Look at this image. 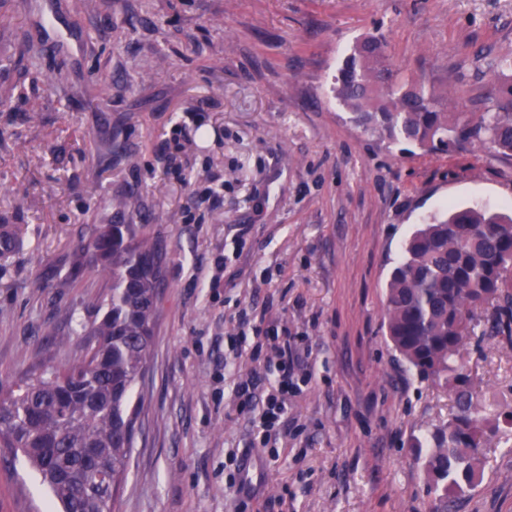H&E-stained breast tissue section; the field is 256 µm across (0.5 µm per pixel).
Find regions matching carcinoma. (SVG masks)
I'll return each instance as SVG.
<instances>
[{
  "mask_svg": "<svg viewBox=\"0 0 512 512\" xmlns=\"http://www.w3.org/2000/svg\"><path fill=\"white\" fill-rule=\"evenodd\" d=\"M485 110L450 112L433 85L388 61L384 38L357 42L334 78L336 101L363 131L390 143L450 153L466 142L512 156V58H502ZM71 274L96 268L112 277L101 318L88 329L85 358L48 365L0 388V457L22 455L61 512H112L123 487L140 406L134 385L147 373L165 277L159 242L139 224H97L69 255ZM512 340V212L454 208L418 225L386 284L384 323L393 349L422 380L454 395L448 423L410 448L421 462L433 512L483 477L484 448L512 411L491 414L477 400L464 359L466 339ZM94 448L100 480L86 470Z\"/></svg>",
  "mask_w": 512,
  "mask_h": 512,
  "instance_id": "1",
  "label": "carcinoma"
}]
</instances>
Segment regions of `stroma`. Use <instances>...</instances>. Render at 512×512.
Masks as SVG:
<instances>
[{
	"label": "stroma",
	"instance_id": "35a3bbf8",
	"mask_svg": "<svg viewBox=\"0 0 512 512\" xmlns=\"http://www.w3.org/2000/svg\"><path fill=\"white\" fill-rule=\"evenodd\" d=\"M390 60L481 111L512 58V0H5L0 5V385L83 358L108 278H71L95 224L164 246L162 314L115 512H428L410 443L447 421L385 337V285L416 224L450 206H512V159L401 152L331 93L347 50ZM39 49L25 70L23 43ZM131 198L136 209L118 212ZM65 344L46 336L45 327ZM288 340L287 410L262 416ZM465 357L512 406V343ZM253 382V403L236 395ZM25 459L0 460V512H42ZM454 512H512V447Z\"/></svg>",
	"mask_w": 512,
	"mask_h": 512
}]
</instances>
